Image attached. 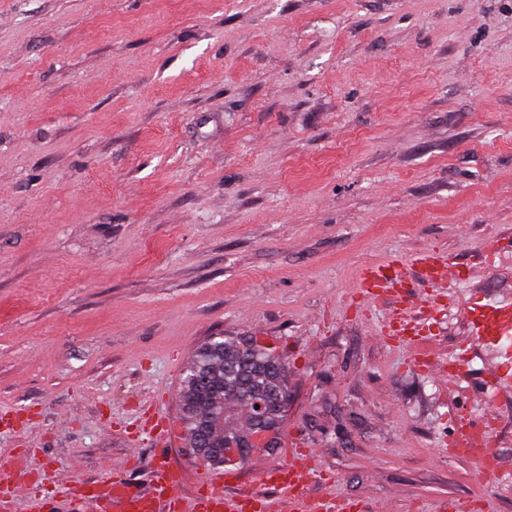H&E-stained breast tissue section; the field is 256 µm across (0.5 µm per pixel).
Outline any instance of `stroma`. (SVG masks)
<instances>
[{"label": "stroma", "mask_w": 512, "mask_h": 512, "mask_svg": "<svg viewBox=\"0 0 512 512\" xmlns=\"http://www.w3.org/2000/svg\"><path fill=\"white\" fill-rule=\"evenodd\" d=\"M502 248L490 266L488 238ZM432 251L468 266L429 321L459 390L382 329L362 268ZM512 299V0H0V456L146 486L153 398L178 421L197 348L256 336L288 361L280 446L234 466L228 495L292 440L331 492L434 512H512V474L449 457V413L496 418L512 465V389L471 336L472 296ZM192 497L211 473L164 451Z\"/></svg>", "instance_id": "obj_1"}]
</instances>
